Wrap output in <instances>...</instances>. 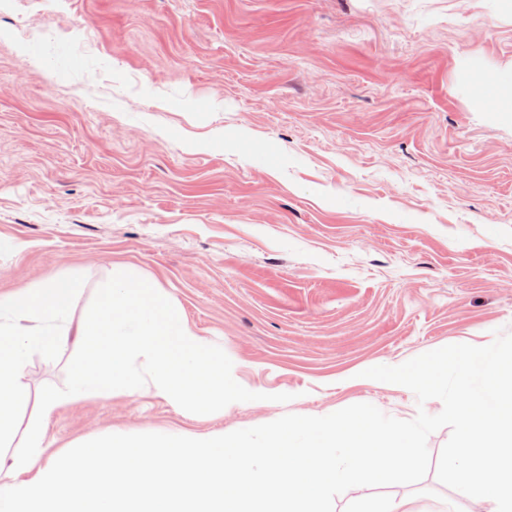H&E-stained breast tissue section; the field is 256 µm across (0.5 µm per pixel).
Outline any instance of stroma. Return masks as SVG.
Instances as JSON below:
<instances>
[{"mask_svg": "<svg viewBox=\"0 0 512 512\" xmlns=\"http://www.w3.org/2000/svg\"><path fill=\"white\" fill-rule=\"evenodd\" d=\"M510 68L512 0H0V291L83 275L79 318L133 271L263 395L206 417L91 396L50 416V452L440 413L362 372L512 331V112L482 96ZM73 355L30 358L22 420ZM402 496L470 507L431 470L334 512Z\"/></svg>", "mask_w": 512, "mask_h": 512, "instance_id": "obj_1", "label": "stroma"}]
</instances>
